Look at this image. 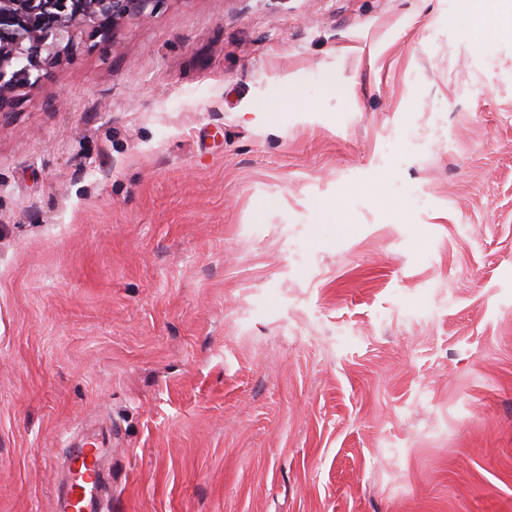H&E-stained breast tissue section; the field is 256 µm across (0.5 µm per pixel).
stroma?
<instances>
[{
    "mask_svg": "<svg viewBox=\"0 0 512 512\" xmlns=\"http://www.w3.org/2000/svg\"><path fill=\"white\" fill-rule=\"evenodd\" d=\"M161 0L0 119V512H512V0ZM65 107H57L58 97ZM80 448L72 457L70 471L74 473L72 492L69 491L59 502V511L86 512L89 507L96 508L94 493L97 489V476L94 473L98 458V448Z\"/></svg>",
    "mask_w": 512,
    "mask_h": 512,
    "instance_id": "1",
    "label": "stroma"
}]
</instances>
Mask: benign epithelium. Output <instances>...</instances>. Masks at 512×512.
<instances>
[{
	"instance_id": "obj_1",
	"label": "benign epithelium",
	"mask_w": 512,
	"mask_h": 512,
	"mask_svg": "<svg viewBox=\"0 0 512 512\" xmlns=\"http://www.w3.org/2000/svg\"><path fill=\"white\" fill-rule=\"evenodd\" d=\"M161 0H0V117L80 48L116 42Z\"/></svg>"
}]
</instances>
